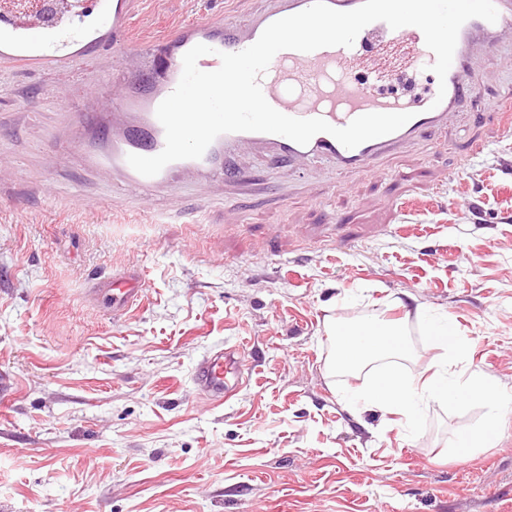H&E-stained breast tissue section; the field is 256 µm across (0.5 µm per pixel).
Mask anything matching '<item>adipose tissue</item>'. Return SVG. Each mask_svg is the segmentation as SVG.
I'll list each match as a JSON object with an SVG mask.
<instances>
[{"mask_svg": "<svg viewBox=\"0 0 512 512\" xmlns=\"http://www.w3.org/2000/svg\"><path fill=\"white\" fill-rule=\"evenodd\" d=\"M328 331L338 341V350L328 364L329 372L348 371L375 358L389 360L376 381L358 395V402L411 420L428 398L453 401L463 395L479 401L486 409L485 419L478 428L463 436L460 445L467 449L488 446L512 424L511 394L477 376L463 379L449 375L447 362L438 363L425 380L407 379L397 362L398 357L407 352L401 323L377 318L355 325L332 321Z\"/></svg>", "mask_w": 512, "mask_h": 512, "instance_id": "obj_1", "label": "adipose tissue"}]
</instances>
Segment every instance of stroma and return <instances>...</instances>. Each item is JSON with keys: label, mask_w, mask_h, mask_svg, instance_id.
Masks as SVG:
<instances>
[{"label": "stroma", "mask_w": 512, "mask_h": 512, "mask_svg": "<svg viewBox=\"0 0 512 512\" xmlns=\"http://www.w3.org/2000/svg\"><path fill=\"white\" fill-rule=\"evenodd\" d=\"M266 5L128 0L123 56L0 59V512H512V427L454 455L480 403L428 401L412 428L354 405L377 372L329 374L326 330L402 321V370L427 378L440 351L394 305L415 297L457 330L452 372L512 394V134L484 107L512 51L368 172L254 146L227 156L241 182L177 169L140 195L111 163L138 122L115 88L139 99L183 31ZM128 274L140 296L112 313L95 290ZM228 347L251 376L219 406L192 371Z\"/></svg>", "instance_id": "obj_1"}]
</instances>
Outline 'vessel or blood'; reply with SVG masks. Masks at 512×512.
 <instances>
[{
	"instance_id": "obj_1",
	"label": "vessel or blood",
	"mask_w": 512,
	"mask_h": 512,
	"mask_svg": "<svg viewBox=\"0 0 512 512\" xmlns=\"http://www.w3.org/2000/svg\"><path fill=\"white\" fill-rule=\"evenodd\" d=\"M312 0H276L274 7L243 24H225L224 36L216 40L194 34L180 40L162 61L164 82L146 103L148 146L132 145L131 153L153 156L165 145V132L156 117L158 105L176 88L183 69L184 54L197 44L210 46L198 66L204 71L219 68L220 53L239 52L251 46L272 22L307 9ZM499 16L490 23L468 20L460 29L452 65L445 80H438L431 66L434 53L425 44L422 31L414 26L391 29L385 22L367 25L352 47H323L311 52L283 50L272 59L259 82L266 100L279 112L295 118H323L335 127L369 113L408 112L412 118L399 130L348 149L327 133L316 134L307 145L276 134L261 132L225 133L208 147L199 163L211 168L221 165L220 154L245 145H265L278 155L303 158L319 155L336 164L337 171L350 172L370 167L380 156L423 135L446 126L448 116L465 101L479 98L480 88L468 78L475 59L512 45V0H494ZM98 24L82 29L77 38L54 36L48 28L30 23L27 16L15 17L10 30L0 32V45L7 47V60L73 62L81 59L85 46L98 42L103 26H111L113 37L125 29L127 0H99ZM403 46L407 53L396 69L400 77L414 76L415 87L392 92L382 89L386 72L382 51ZM130 153V154H131ZM139 294L135 276L120 277L112 296L113 309H122ZM249 378V369L233 349H214L195 364L193 382L215 403L227 401Z\"/></svg>"
}]
</instances>
